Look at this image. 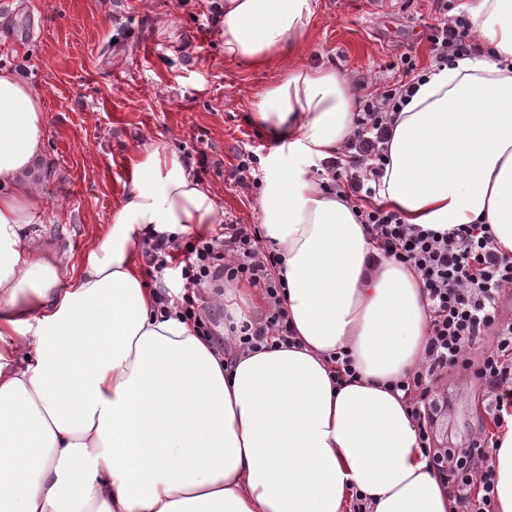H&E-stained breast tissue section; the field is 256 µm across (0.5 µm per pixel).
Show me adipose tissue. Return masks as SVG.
I'll return each instance as SVG.
<instances>
[{"label": "adipose tissue", "instance_id": "ef3b65f1", "mask_svg": "<svg viewBox=\"0 0 512 512\" xmlns=\"http://www.w3.org/2000/svg\"><path fill=\"white\" fill-rule=\"evenodd\" d=\"M225 57L254 66L310 28L312 0H223ZM482 56L432 69L389 144L376 201L404 223L486 224L512 254V0H464ZM356 97L297 67L263 91L257 121L288 151L335 156ZM44 99L0 70V512H456L390 381L419 371L429 331L418 274L381 255L322 178L269 161L262 236L286 284L290 346L217 352L145 287L139 239L222 223L188 161L159 145L78 266L35 247L27 181L45 146ZM28 348L26 362L16 353ZM357 378L336 382L334 353ZM489 464L512 512V426Z\"/></svg>", "mask_w": 512, "mask_h": 512}]
</instances>
